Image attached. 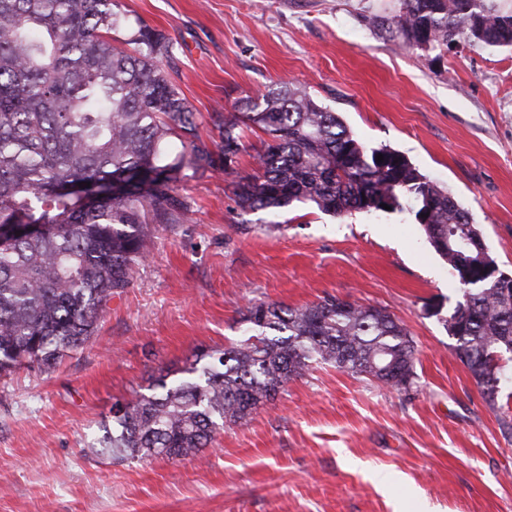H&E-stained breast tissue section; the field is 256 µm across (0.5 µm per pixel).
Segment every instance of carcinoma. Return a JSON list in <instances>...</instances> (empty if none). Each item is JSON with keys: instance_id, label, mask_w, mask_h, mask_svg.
<instances>
[{"instance_id": "1", "label": "carcinoma", "mask_w": 512, "mask_h": 512, "mask_svg": "<svg viewBox=\"0 0 512 512\" xmlns=\"http://www.w3.org/2000/svg\"><path fill=\"white\" fill-rule=\"evenodd\" d=\"M377 29L403 44L448 50L468 41L512 47V13L490 0H398ZM174 43L146 25L125 27L120 0H0V377L53 370L94 335L112 297L132 281L154 225L190 208L179 184L221 169L235 173L242 134L268 139L253 172L231 182L244 212L277 213L294 202L323 214L408 211L448 263L462 301L455 354L491 404L512 352V294L503 297L466 245L482 234L468 210L403 154L367 151L335 112L294 84L248 96L224 113L217 163L198 135L199 115L163 62ZM382 161H377L378 155ZM95 198L73 197L78 183ZM242 337L203 351L156 392L112 404L101 447L113 459L197 457L220 427L244 425L315 364L406 389L416 349L384 308L326 297L296 308L254 303ZM385 360L382 375L374 362Z\"/></svg>"}]
</instances>
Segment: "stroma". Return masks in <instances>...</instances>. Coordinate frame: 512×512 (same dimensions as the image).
I'll return each mask as SVG.
<instances>
[{"label":"stroma","mask_w":512,"mask_h":512,"mask_svg":"<svg viewBox=\"0 0 512 512\" xmlns=\"http://www.w3.org/2000/svg\"><path fill=\"white\" fill-rule=\"evenodd\" d=\"M129 25L175 45L172 75L214 155L224 114L302 84L366 148L398 150L451 192L512 274V50L409 49L370 27L394 0H121ZM215 171L181 182L190 210L95 336L50 373L0 378V512H512V362L495 403L456 357L443 318L461 298L409 212L335 218L305 205L241 213ZM333 295L386 309L416 348L410 388L331 366L288 382L202 456L112 460L115 400L220 349L252 303Z\"/></svg>","instance_id":"35a3bbf8"}]
</instances>
